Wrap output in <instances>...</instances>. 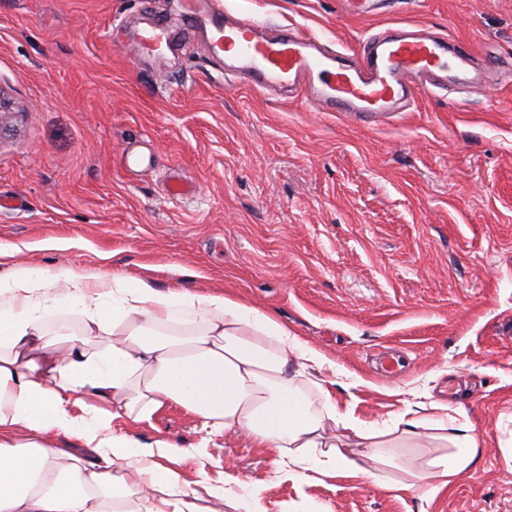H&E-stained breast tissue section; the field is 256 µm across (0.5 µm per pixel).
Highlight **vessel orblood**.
<instances>
[{"instance_id": "1", "label": "vessel or blood", "mask_w": 512, "mask_h": 512, "mask_svg": "<svg viewBox=\"0 0 512 512\" xmlns=\"http://www.w3.org/2000/svg\"><path fill=\"white\" fill-rule=\"evenodd\" d=\"M182 9L187 33L209 31L225 83L298 91L325 112L367 120L401 111L420 91L470 80L473 53L450 37L387 30L349 56L295 27L271 31L266 22L231 17L222 0H184Z\"/></svg>"}]
</instances>
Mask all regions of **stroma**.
Here are the masks:
<instances>
[{"label": "stroma", "instance_id": "35a3bbf8", "mask_svg": "<svg viewBox=\"0 0 512 512\" xmlns=\"http://www.w3.org/2000/svg\"><path fill=\"white\" fill-rule=\"evenodd\" d=\"M224 3L347 53L428 26L494 68L363 124L225 85L201 31L139 54L136 34L178 27L177 0H0V196L24 201L0 207V248L23 265L231 293L329 359L323 379L360 419L436 401L479 439L472 468L428 499L389 468L383 487L314 469L295 482L240 431L182 462L186 481H261L266 512H512V0H399L367 17L341 0ZM175 181L189 192L170 196ZM112 429L201 440L176 405Z\"/></svg>", "mask_w": 512, "mask_h": 512}]
</instances>
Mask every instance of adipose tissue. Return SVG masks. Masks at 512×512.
Returning a JSON list of instances; mask_svg holds the SVG:
<instances>
[{
	"label": "adipose tissue",
	"mask_w": 512,
	"mask_h": 512,
	"mask_svg": "<svg viewBox=\"0 0 512 512\" xmlns=\"http://www.w3.org/2000/svg\"><path fill=\"white\" fill-rule=\"evenodd\" d=\"M64 308L79 315L80 334L49 335ZM323 366L286 324L221 292L161 290L118 271L14 267L0 275V512H204L202 495L226 491L206 480L189 489L168 466L183 448L161 439L143 448L112 430L114 418L148 420L172 404L200 424L195 453L244 431L286 458L293 478L324 465L378 482L388 466L433 493L474 463L478 439L447 405L381 427L353 404L337 406L315 375ZM405 444L431 455L393 456Z\"/></svg>",
	"instance_id": "1"
}]
</instances>
